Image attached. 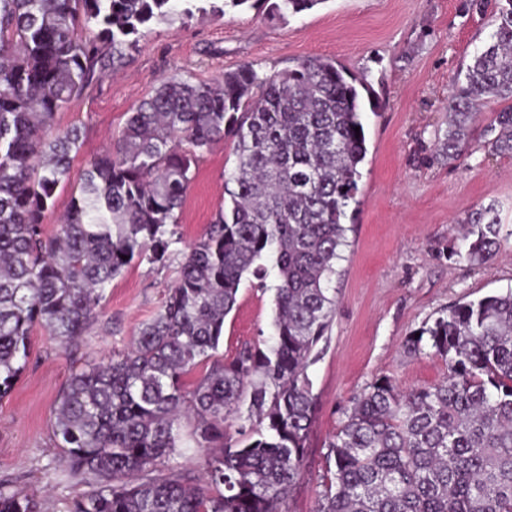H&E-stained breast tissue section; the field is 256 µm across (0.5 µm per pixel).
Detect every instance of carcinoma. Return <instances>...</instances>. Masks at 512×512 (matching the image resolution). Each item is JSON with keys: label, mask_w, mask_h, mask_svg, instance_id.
Listing matches in <instances>:
<instances>
[{"label": "carcinoma", "mask_w": 512, "mask_h": 512, "mask_svg": "<svg viewBox=\"0 0 512 512\" xmlns=\"http://www.w3.org/2000/svg\"><path fill=\"white\" fill-rule=\"evenodd\" d=\"M195 0H0V398L25 368L34 328L65 347L101 314L112 280L137 259L166 265L204 153L229 138L224 206L179 263V276L128 350L76 369L55 408L68 477L87 487L69 512H279L301 475L316 408L308 367L336 306L329 284L347 245L367 155L364 81L333 59L261 76L250 64L212 83L166 79L130 113L57 230L46 212L81 141L55 116L96 73L122 63L150 30ZM326 0H264L272 19ZM512 156V0L448 100L441 152L457 160L478 114ZM465 252L485 263L505 239L494 206L467 213ZM279 284L270 340L215 358L242 279ZM405 340L448 365L440 383L399 392L387 376L353 397L327 444L316 512H512V291L449 307ZM208 371L192 390L183 378ZM201 474L158 465L183 447ZM250 430L235 440L226 426ZM0 512H41L0 487Z\"/></svg>", "instance_id": "obj_1"}]
</instances>
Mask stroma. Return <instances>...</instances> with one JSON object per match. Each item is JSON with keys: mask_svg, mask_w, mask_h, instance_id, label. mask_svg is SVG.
<instances>
[{"mask_svg": "<svg viewBox=\"0 0 512 512\" xmlns=\"http://www.w3.org/2000/svg\"><path fill=\"white\" fill-rule=\"evenodd\" d=\"M464 0H325L272 24L265 4L226 13L198 12L152 24L139 48L105 71L57 113V128L79 127L69 180L45 219L55 229L89 161L103 152L128 115L161 81L211 82L243 64L261 74L307 57L336 60L369 88L375 108L363 114L367 155L359 203L347 224L348 245L332 281L336 308L320 354L308 368L317 409L302 476L283 512H315L326 473V445L351 398L386 375L401 389L433 385L448 372L429 354L414 355L406 338L449 306L512 290V238L486 263L450 259L461 247L463 218L496 204L512 229V158L496 153L483 130L455 161L439 143L448 128V97L474 53L490 39L498 0L464 10ZM235 164L231 141L217 143L193 172L178 213L176 252L202 237L224 204V173ZM178 276L177 265L134 262L106 292L102 313L77 345L64 348L42 328L11 391L0 398V485L33 496L41 512H67L80 486L62 479L53 437L54 405L76 367L124 350L157 313ZM277 270L264 288L243 280L224 320L217 356L232 359L269 336Z\"/></svg>", "mask_w": 512, "mask_h": 512, "instance_id": "1", "label": "stroma"}]
</instances>
